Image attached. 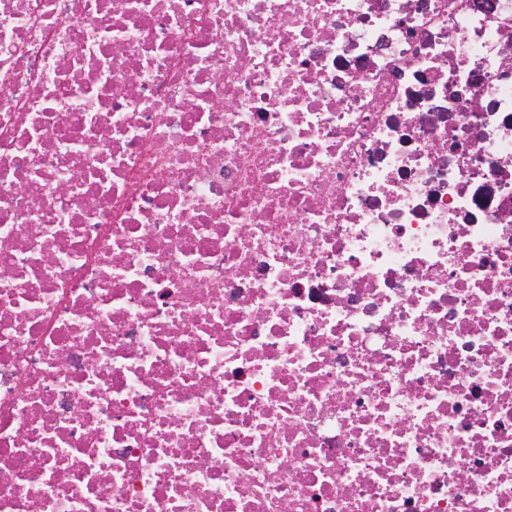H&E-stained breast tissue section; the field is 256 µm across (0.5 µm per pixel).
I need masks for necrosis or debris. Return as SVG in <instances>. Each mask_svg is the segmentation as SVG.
<instances>
[{
    "label": "necrosis or debris",
    "instance_id": "4bbe7bcc",
    "mask_svg": "<svg viewBox=\"0 0 512 512\" xmlns=\"http://www.w3.org/2000/svg\"><path fill=\"white\" fill-rule=\"evenodd\" d=\"M0 0V512H512V0Z\"/></svg>",
    "mask_w": 512,
    "mask_h": 512
}]
</instances>
